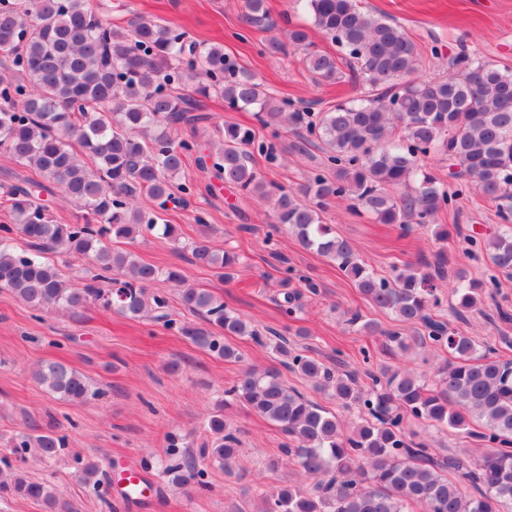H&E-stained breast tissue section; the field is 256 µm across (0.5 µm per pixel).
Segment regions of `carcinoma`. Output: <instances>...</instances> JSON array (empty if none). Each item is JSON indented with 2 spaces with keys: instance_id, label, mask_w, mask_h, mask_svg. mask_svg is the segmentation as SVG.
Returning a JSON list of instances; mask_svg holds the SVG:
<instances>
[{
  "instance_id": "1",
  "label": "carcinoma",
  "mask_w": 512,
  "mask_h": 512,
  "mask_svg": "<svg viewBox=\"0 0 512 512\" xmlns=\"http://www.w3.org/2000/svg\"><path fill=\"white\" fill-rule=\"evenodd\" d=\"M313 26L349 56V65L368 94L339 101L311 113L278 101L224 46L200 48L184 33L147 19L125 26L104 20L90 0H0V58L13 76H0V150L38 171L37 180L0 188V205L12 223L0 224V288L36 311L79 309L98 304L129 318L150 317L196 347L226 361L241 354L231 338L249 336L267 345L288 370L332 393L357 420L346 426L332 412L288 389L276 369L246 370L224 396L276 424L287 442L281 453L309 477L310 489L285 485L258 489L261 512H512V358H504L435 315L447 277V253L379 277L347 240L323 223L322 212L336 199L379 224L405 232L418 227L437 241L448 227L436 216L459 193L477 185L497 203L505 225L468 239L471 250L493 267L512 274V71L482 63L468 54L453 62L446 78L414 81L415 44L397 23L362 11L357 0H301ZM246 17L266 19L265 0H245ZM292 45L304 51L307 69L332 83L341 57L312 49L303 28L288 29ZM192 82L197 97L182 92ZM215 94L232 109H252L263 125L316 136L327 149L334 178L317 174L300 193L265 182L252 164L251 128L224 124L218 148L172 137L175 125L196 122L201 99ZM437 148L448 157L457 190L449 192L425 168ZM194 159L202 172L272 203V232L285 226L300 245L336 264L363 298L404 325H416L413 341L446 350L453 361L434 372V383L410 370L380 364L367 371L371 386L358 388V373L342 361L329 363L295 349L288 339H271L207 289H182L183 306L204 324L179 321L168 302L150 291L157 282L184 283L176 269L161 270L138 261L109 242H133L154 231L181 244L175 226L161 223V210L173 191L193 192L175 179ZM53 184L96 223L54 224L33 189ZM403 187L396 196L391 187ZM27 249L13 246L15 237ZM192 259L214 269L229 283L239 256L215 252L202 237L187 245ZM80 256L98 273L80 287L69 284L60 268L43 255ZM455 312L461 318L477 307L491 279L478 288L467 272L455 275ZM279 303L285 314L300 308L320 285L304 275L286 276ZM352 325L385 337L388 353L408 349L407 337L386 330L359 312ZM34 377L48 391L76 403L98 395L80 372L59 362L39 368ZM447 425L484 448L477 459L440 455L406 431L408 421ZM214 435L212 459L229 468L239 453V431L216 410L207 422ZM10 447L34 449L47 459L65 447V436L49 429L22 433ZM163 474L172 480L208 487L207 472L170 439ZM80 478L95 486L105 476L97 460L83 459ZM0 491L37 502L42 512H78L56 489L22 474L0 479Z\"/></svg>"
}]
</instances>
